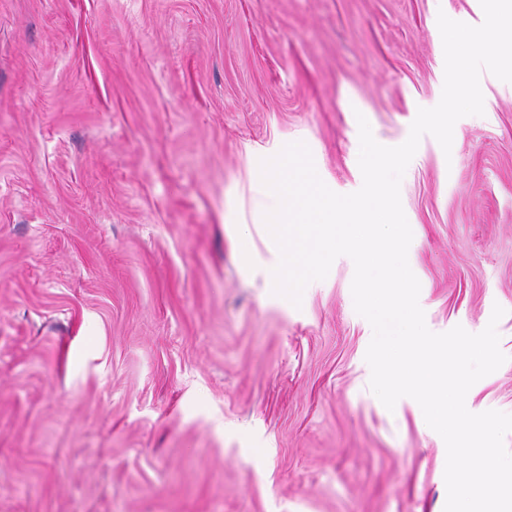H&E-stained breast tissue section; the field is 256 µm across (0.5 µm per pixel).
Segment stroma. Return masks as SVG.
Returning <instances> with one entry per match:
<instances>
[{
    "mask_svg": "<svg viewBox=\"0 0 512 512\" xmlns=\"http://www.w3.org/2000/svg\"><path fill=\"white\" fill-rule=\"evenodd\" d=\"M476 9L0 0V512H444L443 439L369 388L353 264L273 294L253 196L296 141L357 191L358 116L402 144L441 98L438 14ZM482 93L400 195L427 327L504 308L466 406L512 414V86Z\"/></svg>",
    "mask_w": 512,
    "mask_h": 512,
    "instance_id": "1",
    "label": "stroma"
}]
</instances>
